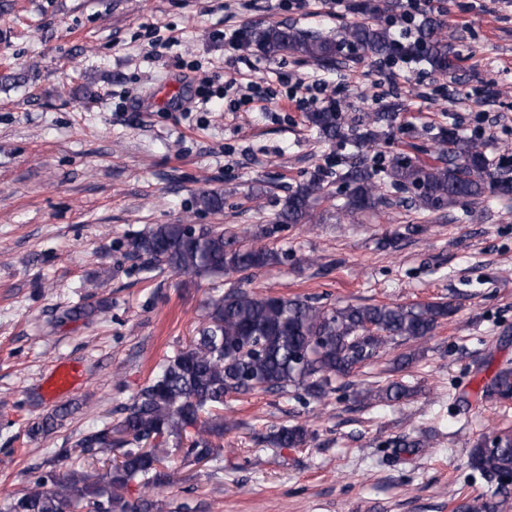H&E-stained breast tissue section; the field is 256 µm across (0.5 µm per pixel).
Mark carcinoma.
Here are the masks:
<instances>
[{
	"mask_svg": "<svg viewBox=\"0 0 512 512\" xmlns=\"http://www.w3.org/2000/svg\"><path fill=\"white\" fill-rule=\"evenodd\" d=\"M440 23L425 17L419 40L410 47L431 69L445 74L455 69L448 42L439 37ZM245 48L254 47L269 58L285 53L323 66H338L349 56L373 61L398 52L391 29L380 23L353 21L336 35L271 23L246 31ZM307 122L327 141L353 137L357 142L386 136L381 122L388 115L370 116L358 126L342 116L332 102L306 114ZM433 161L395 156L383 170V183L412 194L411 206L432 213L456 206L477 207L488 196L512 198V173L493 166L474 138L450 130L435 136ZM347 191L336 210L353 217L385 203L374 172L359 155L346 161L340 175ZM324 195L320 176L292 192L276 216L280 224H308L314 220L313 201ZM197 205L208 212L224 209V195L204 191ZM131 254L147 269H169L196 277L244 273L281 263L280 253L266 246H245L219 224H155L130 243ZM99 301L77 306L63 314L78 320L104 310ZM451 314L445 303L421 305L317 306L298 297L258 295L240 287L210 297L205 322L190 343L166 357L147 384L125 407L119 422L121 459L100 477L80 466L52 469L15 494L0 512H153L156 503L144 496L134 501L119 491L141 479L155 486L171 482L161 470L170 448L183 450L189 463L216 460L224 454V402L255 391L283 392L302 388L316 400L335 390L338 377H349L378 358L392 344L423 340L432 335L438 320ZM410 395V387L392 381L366 391L377 402H396ZM482 396L512 400V368L499 369ZM69 415L61 406L32 423L28 433L46 435ZM114 427L105 425L83 434L75 443L78 457L94 460L108 450ZM307 430L283 426L268 437L275 448H300ZM471 463L484 476L497 479L498 502L480 496L464 498L457 512H500L512 491V430L482 434L471 449Z\"/></svg>",
	"mask_w": 512,
	"mask_h": 512,
	"instance_id": "1",
	"label": "carcinoma"
}]
</instances>
